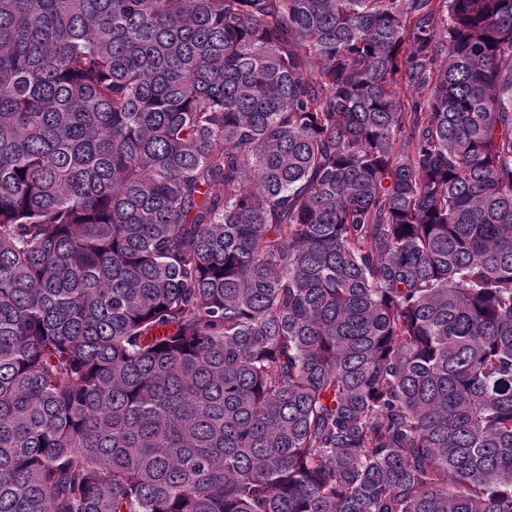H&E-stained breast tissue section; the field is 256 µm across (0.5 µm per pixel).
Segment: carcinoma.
<instances>
[{
	"instance_id": "1",
	"label": "carcinoma",
	"mask_w": 512,
	"mask_h": 512,
	"mask_svg": "<svg viewBox=\"0 0 512 512\" xmlns=\"http://www.w3.org/2000/svg\"><path fill=\"white\" fill-rule=\"evenodd\" d=\"M0 512H512V0H0Z\"/></svg>"
}]
</instances>
